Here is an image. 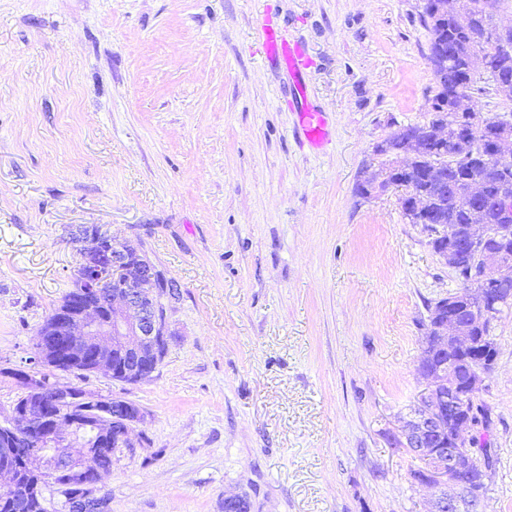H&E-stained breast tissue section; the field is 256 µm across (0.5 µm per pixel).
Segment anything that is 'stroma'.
Here are the masks:
<instances>
[{"instance_id":"stroma-1","label":"stroma","mask_w":512,"mask_h":512,"mask_svg":"<svg viewBox=\"0 0 512 512\" xmlns=\"http://www.w3.org/2000/svg\"><path fill=\"white\" fill-rule=\"evenodd\" d=\"M419 0H0V369L26 368L73 287L74 224L179 285L168 351L134 384L62 382L146 413L111 512H431L398 445L427 381V305L462 283L401 191L364 199L377 143L430 117ZM271 15L313 60L331 142H302ZM484 376V512H512V309Z\"/></svg>"}]
</instances>
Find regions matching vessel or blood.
<instances>
[{
    "label": "vessel or blood",
    "mask_w": 512,
    "mask_h": 512,
    "mask_svg": "<svg viewBox=\"0 0 512 512\" xmlns=\"http://www.w3.org/2000/svg\"><path fill=\"white\" fill-rule=\"evenodd\" d=\"M261 29L266 57L283 65L293 81L294 98L302 102L297 111V126L304 141L312 148H321L328 142L330 132L325 112L306 103L307 87L300 78L311 60L305 48L300 43L288 40L271 20H264Z\"/></svg>",
    "instance_id": "b4317fda"
}]
</instances>
